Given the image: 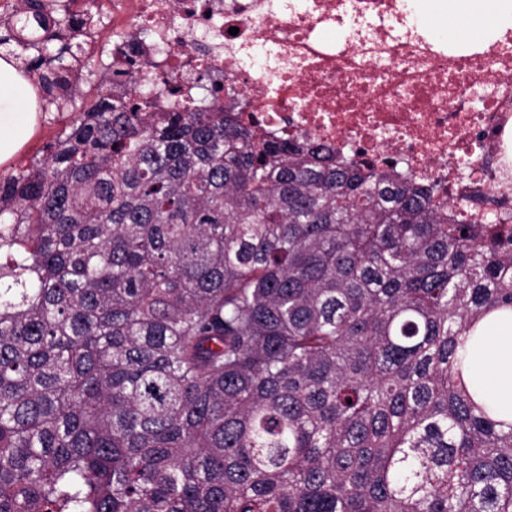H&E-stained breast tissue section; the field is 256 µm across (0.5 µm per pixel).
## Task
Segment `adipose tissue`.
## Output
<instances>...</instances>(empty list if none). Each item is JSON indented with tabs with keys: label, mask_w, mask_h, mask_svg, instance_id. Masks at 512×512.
Listing matches in <instances>:
<instances>
[{
	"label": "adipose tissue",
	"mask_w": 512,
	"mask_h": 512,
	"mask_svg": "<svg viewBox=\"0 0 512 512\" xmlns=\"http://www.w3.org/2000/svg\"><path fill=\"white\" fill-rule=\"evenodd\" d=\"M420 20L467 52L501 29L512 27V0H412ZM38 124L37 96L12 61L0 58V164L27 142ZM480 341L469 343L466 358L480 398L512 424V310L488 315Z\"/></svg>",
	"instance_id": "ef3b65f1"
}]
</instances>
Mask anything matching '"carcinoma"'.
<instances>
[{
	"mask_svg": "<svg viewBox=\"0 0 512 512\" xmlns=\"http://www.w3.org/2000/svg\"><path fill=\"white\" fill-rule=\"evenodd\" d=\"M15 0L0 48L43 112L97 22ZM107 67L0 178V512H512V426L458 348L512 308V231L244 103Z\"/></svg>",
	"mask_w": 512,
	"mask_h": 512,
	"instance_id": "1",
	"label": "carcinoma"
}]
</instances>
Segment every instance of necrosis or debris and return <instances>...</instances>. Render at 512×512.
<instances>
[{
    "label": "necrosis or debris",
    "instance_id": "1",
    "mask_svg": "<svg viewBox=\"0 0 512 512\" xmlns=\"http://www.w3.org/2000/svg\"><path fill=\"white\" fill-rule=\"evenodd\" d=\"M110 13L113 51L148 30L145 57L193 84L197 65L250 102L272 140L316 138L397 162L461 222L512 218V29L458 54L410 27L402 0H77ZM345 30L335 41L326 33Z\"/></svg>",
    "mask_w": 512,
    "mask_h": 512
}]
</instances>
